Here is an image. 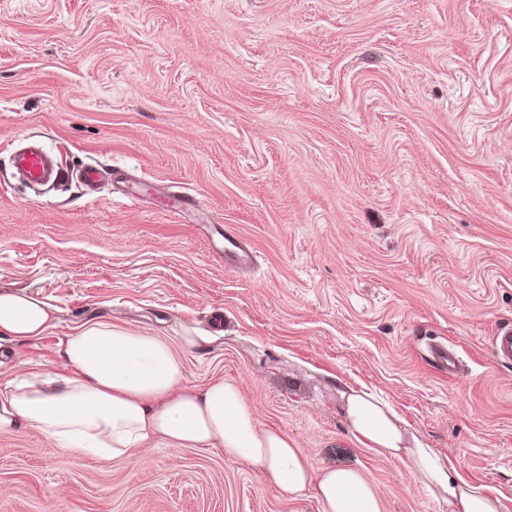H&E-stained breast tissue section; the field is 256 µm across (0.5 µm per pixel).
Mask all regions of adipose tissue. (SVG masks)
<instances>
[{
    "instance_id": "1",
    "label": "adipose tissue",
    "mask_w": 512,
    "mask_h": 512,
    "mask_svg": "<svg viewBox=\"0 0 512 512\" xmlns=\"http://www.w3.org/2000/svg\"><path fill=\"white\" fill-rule=\"evenodd\" d=\"M52 320L47 303L0 293V338L45 335ZM60 356L62 372L0 387V430L36 429L62 451L79 450L101 461L129 457L160 439L174 448H220L227 460L256 468L282 493L312 495L322 512H381L360 471L329 467L312 473L304 450L287 432L258 428L235 384L188 386L180 361L158 337L87 322L62 344ZM343 414L357 441L402 462L450 512H504L496 495L472 487L377 395L350 390Z\"/></svg>"
}]
</instances>
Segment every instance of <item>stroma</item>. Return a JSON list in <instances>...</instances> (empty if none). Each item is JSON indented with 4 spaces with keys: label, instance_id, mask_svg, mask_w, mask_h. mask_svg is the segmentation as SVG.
<instances>
[{
    "label": "stroma",
    "instance_id": "1",
    "mask_svg": "<svg viewBox=\"0 0 512 512\" xmlns=\"http://www.w3.org/2000/svg\"><path fill=\"white\" fill-rule=\"evenodd\" d=\"M29 141L69 179L19 180ZM89 165L112 172L91 195ZM228 224L254 270L218 256ZM0 292L53 308L46 335L0 339V383L60 370L75 328L108 321L167 341L188 385L234 383L312 471L360 470L382 512L448 506L348 432L350 388L512 512V362L492 354L512 326V0H0ZM0 512L322 506L218 448L101 461L19 429Z\"/></svg>",
    "mask_w": 512,
    "mask_h": 512
}]
</instances>
